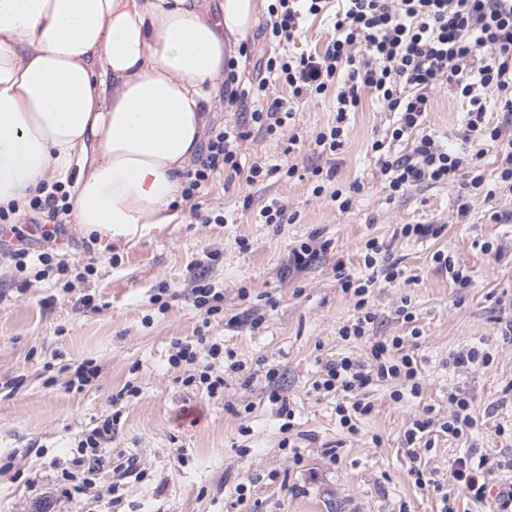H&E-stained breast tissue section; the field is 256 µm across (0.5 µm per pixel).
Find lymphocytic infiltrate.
I'll use <instances>...</instances> for the list:
<instances>
[{"instance_id":"f902f5d3","label":"lymphocytic infiltrate","mask_w":512,"mask_h":512,"mask_svg":"<svg viewBox=\"0 0 512 512\" xmlns=\"http://www.w3.org/2000/svg\"><path fill=\"white\" fill-rule=\"evenodd\" d=\"M262 35L290 46L296 44L308 18L327 17L334 38L322 51L260 57L255 82L242 84L234 60L224 63V102L241 114L240 124L212 129L192 168L184 174L182 197L201 198L209 193L217 173L227 179L244 177L247 184L282 174L292 178L296 166H269L256 161L242 164V146L252 132L287 136L296 146L297 136L287 129L302 101L331 98L336 115L332 124L318 131L314 144L319 154L333 156L346 144L350 119L364 99L378 103L391 121L373 138L370 151L376 160L380 184L387 199L403 198L423 185L456 187V215L466 218L470 202L477 196L494 197L484 177L482 161L495 150L497 188L512 193V0H271ZM286 84L288 95H280L278 84ZM449 85L466 103L459 138L462 149L449 148L435 131L425 125L431 94ZM503 121L491 123L490 112ZM70 212L69 191L59 182L40 184L24 208L0 206V224L10 227L21 245L10 257L18 273L36 269L38 276L56 271L67 278L69 267L56 240L64 233L63 220ZM47 219L46 250L34 254L24 247L23 223ZM365 275L341 273L344 292L354 299V312L339 327L342 340L367 344L369 355L361 359L339 356L321 363L314 390L336 398V417L343 431L357 434L358 424L372 414L369 389L379 382L390 383L393 402L421 401L422 411L404 431L410 456L425 435L437 431L457 439L473 434L480 425L471 401L460 388L448 391V417L435 421L434 409L425 404L421 368L405 336L375 338L377 314L371 294L378 282L403 279L405 271L389 245L372 237L361 247ZM212 260L196 262L189 270L195 305L205 317L224 316V293L211 281ZM226 362L228 372L250 387L263 383L267 399L284 416L282 431H290L295 416L278 386L279 373L269 367L258 370L240 359L226 361L222 343L198 336L176 340L168 358L170 367L183 369L185 386L204 392L208 398L224 396L227 383L213 371L214 362ZM227 372V373H228ZM118 414L107 415L78 443V454L66 481L90 486L110 472L105 448L115 433ZM502 460L468 451L450 465L455 492L442 497L441 512H456L455 493L464 491L476 499L486 492Z\"/></svg>"}]
</instances>
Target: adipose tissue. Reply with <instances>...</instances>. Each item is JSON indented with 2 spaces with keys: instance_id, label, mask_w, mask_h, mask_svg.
Wrapping results in <instances>:
<instances>
[{
  "instance_id": "1",
  "label": "adipose tissue",
  "mask_w": 512,
  "mask_h": 512,
  "mask_svg": "<svg viewBox=\"0 0 512 512\" xmlns=\"http://www.w3.org/2000/svg\"><path fill=\"white\" fill-rule=\"evenodd\" d=\"M266 0H0V205L76 174L109 239L177 218L213 94Z\"/></svg>"
}]
</instances>
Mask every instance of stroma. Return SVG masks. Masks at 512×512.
Returning <instances> with one entry per match:
<instances>
[{
  "label": "stroma",
  "mask_w": 512,
  "mask_h": 512,
  "mask_svg": "<svg viewBox=\"0 0 512 512\" xmlns=\"http://www.w3.org/2000/svg\"><path fill=\"white\" fill-rule=\"evenodd\" d=\"M427 123L455 140L463 106L454 90L432 94ZM334 118L327 99L301 104L293 133L302 145L286 153L285 141L253 134L248 158L309 169L323 162L312 142ZM388 124L387 113L364 101L355 112L349 138L336 157V187L361 179L365 189L343 212L329 194L313 195L307 180L273 179L254 184L216 176L208 202L233 214L231 224H196L189 202L178 204L180 221L124 243L91 237L67 223V258L93 261L86 280L63 290L55 280L12 289L14 268L0 241V378L17 379L0 389V512H439L441 496L453 480L448 465L463 448L498 458L512 455V407L498 408L502 389L512 383V343L501 329L512 320V197H476L465 223L456 220V188L421 186L389 201L368 145ZM286 200L296 218L289 224H261L259 210L271 199ZM404 224H440L435 240L401 237ZM330 240L329 251L308 269L289 273L291 248L310 236ZM376 237L389 244L406 268V279L381 283L373 293L378 313L374 333L406 336L418 329L427 402L447 409L448 390L466 387L485 423L476 440L439 436L418 461L406 454L403 428L418 408L393 402L388 387L370 394L373 413L360 432L345 435L336 424V399L317 393L312 383L319 361L337 355L362 357L366 349L341 340L338 328L353 313L338 270L359 271L361 246ZM502 248L493 261L483 242ZM218 251L213 278L224 292L225 316H246L259 307L258 328L226 327L223 319L203 325L190 294L188 267ZM443 250L469 271L473 284L456 287L436 268L432 255ZM248 299H241V292ZM161 294L169 308L159 312L150 298ZM95 309L78 307L80 296ZM408 304L414 325L396 309ZM223 339L249 366L277 368L291 408L298 450L281 447V419L261 386L241 387L228 378L222 399L184 386L168 357L173 341L191 340L197 330ZM479 346L492 359L463 378L448 367V355ZM98 366L95 379L71 385V370L82 362ZM138 397L122 402L117 433L106 454L112 464L137 459L143 478L103 483L63 496L62 470L79 440L112 413V397L125 383ZM504 435H497V426ZM434 482L417 487L412 465ZM249 487L245 503L235 488Z\"/></svg>",
  "instance_id": "stroma-1"
}]
</instances>
